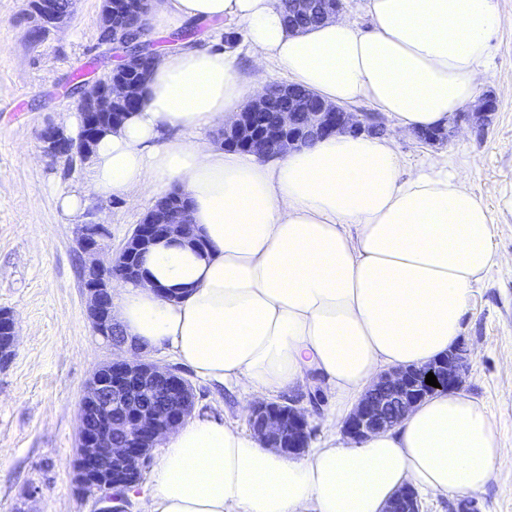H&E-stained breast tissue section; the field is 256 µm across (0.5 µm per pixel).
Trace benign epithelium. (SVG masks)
<instances>
[{"instance_id": "7a95c632", "label": "benign epithelium", "mask_w": 512, "mask_h": 512, "mask_svg": "<svg viewBox=\"0 0 512 512\" xmlns=\"http://www.w3.org/2000/svg\"><path fill=\"white\" fill-rule=\"evenodd\" d=\"M126 0H102L101 29L110 35L108 44L119 52L121 63L81 89L77 109L81 116V131L74 139L54 125L45 126L39 134L43 152L54 162H70L78 157L85 161L93 154L95 144L105 130L120 126L127 113L113 111L116 104L136 100L142 82L158 59V53L145 49L142 36L131 37L129 25L112 23ZM294 12L300 15H320L328 19L341 10V0H290ZM73 0H29L38 24L35 34L47 33L64 24L72 14ZM287 85L271 84L264 93L239 113L237 122L223 130L224 146L243 147L260 142L273 153L288 147L309 145V140L327 134L368 133L381 135L386 131L383 118L372 112H350L344 107L320 103L311 108L305 103L316 94L306 90L290 93L296 111L278 113L276 122L257 123V113L268 102L285 92ZM496 111V99L490 94L480 98L472 111L474 129L481 131ZM187 209L174 204L162 213L147 212L109 266L96 256L107 248L108 237L102 224L80 225L78 248L90 257L83 269V288L87 295V312L94 331L120 347L123 336H115L117 324L112 319V295L115 285L128 278H140L139 256L159 239L178 235L187 237L193 225L187 223ZM7 332L0 341V361L11 357L17 340L16 322L9 312L0 311V329ZM465 350L457 346L443 358L423 367L393 369L384 373L359 400L346 418V437L361 440L368 435L387 430L400 422L410 410L426 397L457 389L467 372ZM436 376L440 387L425 383L426 375ZM164 387L166 403L161 410L142 399L139 391ZM186 382L173 367H161L143 359L114 360L93 375L83 398L79 420V455L83 468L79 479L98 480L95 494L99 512H126L127 490L148 462L145 447L155 446L168 432L177 428L186 416L174 406ZM249 423L264 446L289 455H298L308 447L311 429L307 418L290 401L259 402L252 406ZM385 512H421V502L414 491H400Z\"/></svg>"}]
</instances>
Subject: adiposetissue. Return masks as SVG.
Wrapping results in <instances>:
<instances>
[{"label": "adipose tissue", "mask_w": 512, "mask_h": 512, "mask_svg": "<svg viewBox=\"0 0 512 512\" xmlns=\"http://www.w3.org/2000/svg\"><path fill=\"white\" fill-rule=\"evenodd\" d=\"M366 11L368 30L340 14L293 31L278 0H153L157 30L240 26L252 69L183 41L98 140L83 192L58 198L75 215L115 196L184 194L204 248L176 235L150 246L143 280L117 285L112 313L129 341L167 347L240 393L246 413L316 382L338 425L386 370L443 357L475 285L507 262L488 206L443 155L407 172L386 137L331 135L268 157L208 137L259 97L272 62L328 102L374 104L405 133L447 126L476 101L499 0H367ZM502 452L485 406L459 391L300 457L197 418L166 434L144 512H383L407 484L431 497L483 492Z\"/></svg>", "instance_id": "ef3b65f1"}]
</instances>
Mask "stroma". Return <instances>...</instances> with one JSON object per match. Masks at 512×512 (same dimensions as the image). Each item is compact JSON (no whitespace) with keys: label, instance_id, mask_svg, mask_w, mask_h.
I'll list each match as a JSON object with an SVG mask.
<instances>
[{"label":"stroma","instance_id":"obj_1","mask_svg":"<svg viewBox=\"0 0 512 512\" xmlns=\"http://www.w3.org/2000/svg\"><path fill=\"white\" fill-rule=\"evenodd\" d=\"M499 5L504 22L479 86L497 98L489 128L478 133L460 122L455 137L436 145L393 128L387 135L406 167L442 152L449 167L465 169L491 211L498 250L512 260V208L501 199L512 190V0ZM99 8L100 0H75L71 20L38 37L26 0H0V311L17 323L15 352L0 364V512L98 508L94 496L77 488L79 412L92 375L119 350L94 333L87 316L76 232L97 218L66 215L56 204L60 191L82 189L90 165L48 160L39 131L48 123L80 129L74 75L96 78L119 62L100 40ZM150 207L146 199L136 206L118 197L103 202L107 254L123 247ZM463 327L470 355L462 390L488 408L505 448L495 480L472 499L478 512H512V263L475 288ZM182 373L193 387V417L239 421L235 394L190 368ZM311 392L319 398L309 420L316 447L328 438L332 394L306 384L276 400L294 396L305 407Z\"/></svg>","mask_w":512,"mask_h":512}]
</instances>
